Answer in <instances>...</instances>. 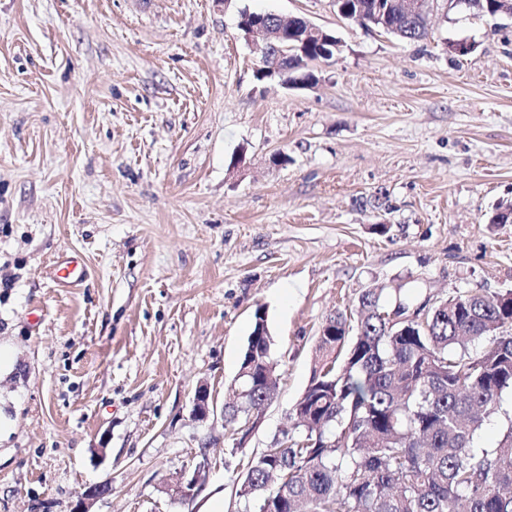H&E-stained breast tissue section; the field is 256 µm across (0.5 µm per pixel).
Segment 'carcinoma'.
Segmentation results:
<instances>
[{
	"label": "carcinoma",
	"mask_w": 512,
	"mask_h": 512,
	"mask_svg": "<svg viewBox=\"0 0 512 512\" xmlns=\"http://www.w3.org/2000/svg\"><path fill=\"white\" fill-rule=\"evenodd\" d=\"M397 0H333L336 14L364 25L377 17L386 33L418 41L429 15L411 17ZM333 51L278 50L260 70L286 80ZM424 321L398 334L392 313ZM486 341L482 351L471 345ZM277 366L265 311L243 349L228 422L240 427L276 394ZM512 289L491 299L457 290L414 310L382 288L328 316L316 342L310 382L289 413L298 438L263 450L236 484L245 512H512ZM503 432L489 448L474 436L490 416Z\"/></svg>",
	"instance_id": "obj_1"
}]
</instances>
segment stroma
<instances>
[{
    "instance_id": "stroma-1",
    "label": "stroma",
    "mask_w": 512,
    "mask_h": 512,
    "mask_svg": "<svg viewBox=\"0 0 512 512\" xmlns=\"http://www.w3.org/2000/svg\"><path fill=\"white\" fill-rule=\"evenodd\" d=\"M247 8L341 50L258 80ZM427 38L332 0H0V512H189L286 445L326 317L366 289L411 306L512 289V16L436 0ZM453 42L468 53L450 51ZM386 232H379V225ZM86 274L59 283L53 265ZM263 307L277 399L233 448L223 401ZM215 414L217 405L211 397L209 386L206 382H200L193 398L192 416L197 420H205ZM111 480H105L97 485L90 486L77 495L73 512H92L93 504L104 494L102 490L111 487Z\"/></svg>"
}]
</instances>
